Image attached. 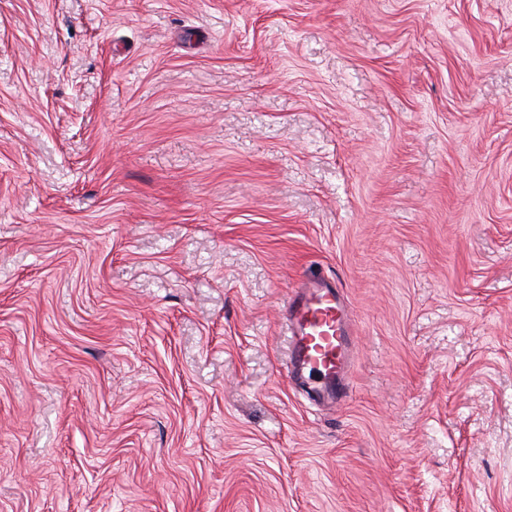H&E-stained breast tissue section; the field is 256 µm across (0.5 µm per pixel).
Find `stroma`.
Listing matches in <instances>:
<instances>
[{"label": "stroma", "instance_id": "1", "mask_svg": "<svg viewBox=\"0 0 512 512\" xmlns=\"http://www.w3.org/2000/svg\"><path fill=\"white\" fill-rule=\"evenodd\" d=\"M0 512H512V0H0ZM285 327L288 369L295 375L315 373L318 397H333L348 382L352 329L348 312L335 286L322 281L293 290Z\"/></svg>", "mask_w": 512, "mask_h": 512}]
</instances>
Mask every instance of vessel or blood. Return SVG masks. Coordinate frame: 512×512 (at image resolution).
Masks as SVG:
<instances>
[{
    "label": "vessel or blood",
    "mask_w": 512,
    "mask_h": 512,
    "mask_svg": "<svg viewBox=\"0 0 512 512\" xmlns=\"http://www.w3.org/2000/svg\"><path fill=\"white\" fill-rule=\"evenodd\" d=\"M285 327L288 368L294 374L315 373L312 392L331 397L348 382L352 329L348 312L336 288L321 281L293 290Z\"/></svg>",
    "instance_id": "vessel-or-blood-1"
}]
</instances>
